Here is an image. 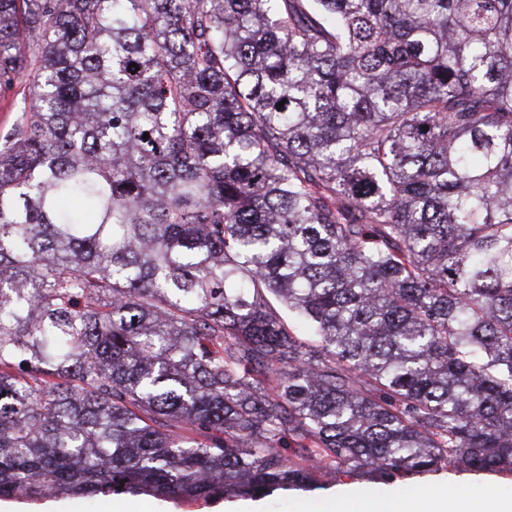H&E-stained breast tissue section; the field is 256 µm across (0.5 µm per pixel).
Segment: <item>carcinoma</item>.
<instances>
[{
    "mask_svg": "<svg viewBox=\"0 0 512 512\" xmlns=\"http://www.w3.org/2000/svg\"><path fill=\"white\" fill-rule=\"evenodd\" d=\"M18 81L0 497L512 471V0H0Z\"/></svg>",
    "mask_w": 512,
    "mask_h": 512,
    "instance_id": "cac0c4a2",
    "label": "carcinoma"
}]
</instances>
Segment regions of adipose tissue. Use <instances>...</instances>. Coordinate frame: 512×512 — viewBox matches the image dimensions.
<instances>
[{"instance_id": "adipose-tissue-1", "label": "adipose tissue", "mask_w": 512, "mask_h": 512, "mask_svg": "<svg viewBox=\"0 0 512 512\" xmlns=\"http://www.w3.org/2000/svg\"><path fill=\"white\" fill-rule=\"evenodd\" d=\"M337 512H512V500L491 498L479 492L418 499L393 496L377 501L346 497L340 500Z\"/></svg>"}]
</instances>
